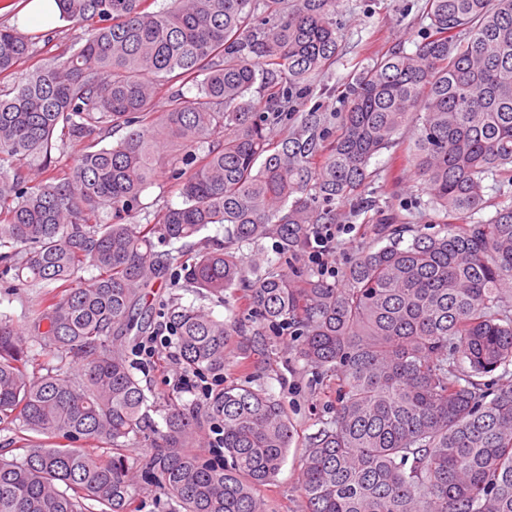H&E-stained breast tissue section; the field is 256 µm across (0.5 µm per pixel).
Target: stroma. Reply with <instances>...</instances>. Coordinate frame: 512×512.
<instances>
[{
	"label": "stroma",
	"instance_id": "1",
	"mask_svg": "<svg viewBox=\"0 0 512 512\" xmlns=\"http://www.w3.org/2000/svg\"><path fill=\"white\" fill-rule=\"evenodd\" d=\"M425 0H340L339 23L340 52L335 64L316 78L313 92L296 103L299 114L314 111L328 124H337L346 102L342 91L353 71L368 63L374 53L395 46L413 50L425 37L428 21L421 7ZM378 175L365 192L370 206L361 214H354L352 202L339 203L343 223L353 230L340 234L332 243L327 259L337 273H344L348 262L377 243L375 224L378 214H394L399 222L425 226L435 220V213L426 206L425 195L420 194L408 171L390 176V153L382 151L370 163ZM186 306H206L214 316L236 319L250 338L251 346L260 361L258 385L279 399L294 427L293 442L285 464L273 482L258 489V496L266 504V512H304L299 490V472L302 467L304 443L315 433L323 420L330 418L336 403V394L328 382H317L312 371L295 358L297 344L291 329L256 319L235 299L218 303L217 299H203L197 292L174 286L166 277L155 284L150 302L152 323L162 320L163 307L170 301ZM173 342L157 348L154 356L134 353L140 363L139 377L145 388L157 396L179 395L182 402L196 403L198 391L178 390L174 384L183 369L175 355Z\"/></svg>",
	"mask_w": 512,
	"mask_h": 512
}]
</instances>
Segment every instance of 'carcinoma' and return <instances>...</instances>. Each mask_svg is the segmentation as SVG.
I'll list each match as a JSON object with an SVG mask.
<instances>
[{"label": "carcinoma", "mask_w": 512, "mask_h": 512, "mask_svg": "<svg viewBox=\"0 0 512 512\" xmlns=\"http://www.w3.org/2000/svg\"><path fill=\"white\" fill-rule=\"evenodd\" d=\"M145 2L55 0L84 43L28 71L31 38L0 26V262L5 287L40 295L26 332L0 314V425L20 434L0 453V512H132L137 471L168 512H264L256 490L294 436L274 395L232 383L150 415L129 349L174 267L202 294L247 289L336 380L334 415L305 447V512H512V385L493 379L512 372V0H425L428 37L355 70L336 131L308 114L277 142L267 125L336 63L338 0ZM172 78L196 97L167 92ZM409 127L391 161L413 168L442 228L406 239L382 219L385 244L340 284L248 264L243 247L267 238L280 256L305 250ZM57 140L82 145L72 164L52 157ZM181 158L182 204L134 220ZM213 225L224 241L192 245ZM165 325L186 372L224 373L236 321L173 303ZM204 423L220 467L190 452ZM136 441L151 451L132 464Z\"/></svg>", "instance_id": "1"}]
</instances>
